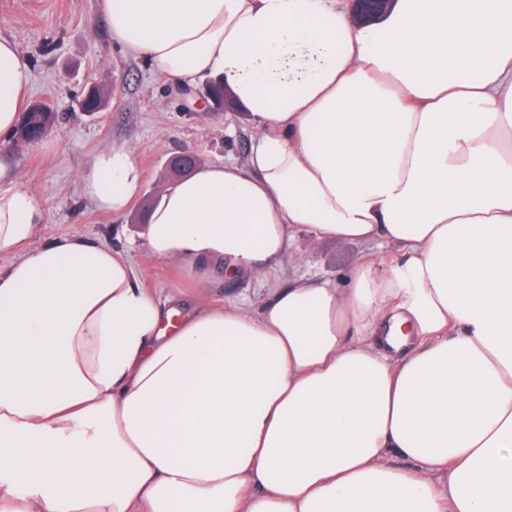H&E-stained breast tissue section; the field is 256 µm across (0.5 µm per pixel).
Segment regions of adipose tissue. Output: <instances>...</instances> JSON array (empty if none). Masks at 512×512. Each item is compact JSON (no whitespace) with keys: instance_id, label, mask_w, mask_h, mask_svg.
Wrapping results in <instances>:
<instances>
[{"instance_id":"ef3b65f1","label":"adipose tissue","mask_w":512,"mask_h":512,"mask_svg":"<svg viewBox=\"0 0 512 512\" xmlns=\"http://www.w3.org/2000/svg\"><path fill=\"white\" fill-rule=\"evenodd\" d=\"M100 7L257 132L169 186L152 256L258 281L304 229L398 257L179 308L106 245L29 247L42 196L0 190V512H512V0ZM29 86L0 37V135ZM140 181L111 149L84 195L122 214ZM392 0H349L348 5L358 20L371 22L384 14L392 5Z\"/></svg>"}]
</instances>
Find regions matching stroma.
I'll return each instance as SVG.
<instances>
[{"label":"stroma","mask_w":512,"mask_h":512,"mask_svg":"<svg viewBox=\"0 0 512 512\" xmlns=\"http://www.w3.org/2000/svg\"><path fill=\"white\" fill-rule=\"evenodd\" d=\"M0 36L15 40L29 63L30 100L48 103L57 115L53 130L37 144L0 137V163L13 169L16 185L45 202V222L33 245L63 236L93 239L129 254L143 287L163 288L201 306L256 303L287 278L336 280L366 261L391 260L384 241L318 240L303 230L297 260L269 274L264 284L243 280L216 288L177 263L152 257L143 246V223L149 204L168 185L162 177L166 162L188 151L205 165L245 163L256 136L245 113L197 109L196 88L152 73L114 41L98 0H0ZM93 85L109 90L107 107L95 114L79 111L78 99ZM111 148L129 151L143 177L138 198L122 214L83 195L95 156Z\"/></svg>","instance_id":"1"}]
</instances>
